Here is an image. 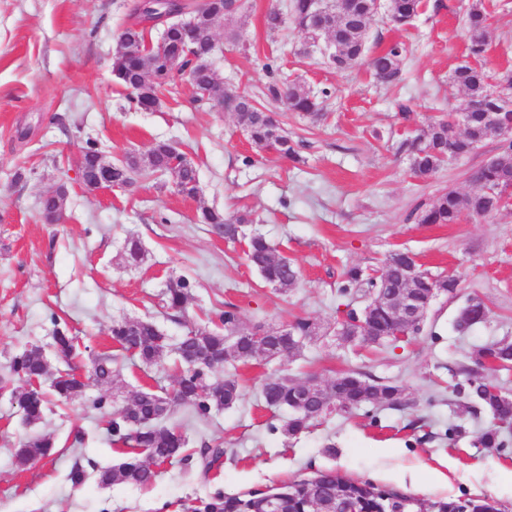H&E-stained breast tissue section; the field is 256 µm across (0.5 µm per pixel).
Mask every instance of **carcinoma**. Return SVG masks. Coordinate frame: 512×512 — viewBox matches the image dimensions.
I'll return each mask as SVG.
<instances>
[{"mask_svg":"<svg viewBox=\"0 0 512 512\" xmlns=\"http://www.w3.org/2000/svg\"><path fill=\"white\" fill-rule=\"evenodd\" d=\"M313 2L289 0L286 5L296 27L304 32L309 42L314 40L311 30L307 29V18L313 10ZM172 7L183 17H194L191 39L183 37L179 21L175 20L163 48L153 47L144 55H128L123 50V44L147 43L143 24L149 17L139 4L135 8L138 22L125 28L120 35L119 46L112 56V75L130 91L131 102L141 110L153 106L159 101L160 92L176 93L177 81L186 77L199 90L215 93L223 99L224 107L234 112L237 124L257 148L299 160L292 139L276 112L256 100L224 94L214 84L212 71L194 62L198 57L207 58L213 53L215 21L233 18V14L227 11L226 0H203L200 4L182 5L174 2ZM421 9L422 0H388L386 19L393 27H402L416 18ZM371 21L372 18L352 4L337 15L336 24L346 58L344 68L365 65L377 82L394 85L401 80L405 48L400 43H394L376 54L367 55L366 31ZM466 27L470 53L479 57L488 45L487 17L480 5H475L468 14ZM452 80L465 94L467 103L482 105L483 112H499L495 92L490 89L481 68L459 66L454 70ZM264 95L277 103L283 112L302 113L318 119L323 116V104L329 92L324 91L316 98L298 83L288 84L275 79L265 86ZM452 118L453 115L449 114L427 124L406 143L410 169L416 178H432L445 163L470 155L491 136L501 138L499 156L503 163L496 168L481 166L474 170L470 179L477 185V190L472 193L461 194L453 189L442 192L429 207L417 213L416 220L420 224H456L464 214L486 217L485 189L512 177V137H504V131L512 129V110L500 112L501 124L497 129L484 125L482 112L471 113L470 130L464 135L455 134ZM166 174L182 187V196L194 199L199 195L201 187L196 167L185 158V154L174 153L169 143H156L144 160L130 154L123 161H115L112 166V181L128 186L138 178ZM198 221L207 225L210 232L218 237L237 242L242 236V225L248 223L249 219L245 215L226 217L216 209L203 208ZM246 245L244 254L247 262L266 284L282 291L296 284V267L265 237L251 236ZM404 264L405 259L392 255L385 261L383 273L378 276H369L359 267L346 272L347 282L358 287L368 298L366 307L369 312L362 317L366 332L363 342L367 345L396 341L395 332L399 324L395 322L393 313L377 303V299L380 293L403 285ZM457 286L458 280L454 277L431 278L426 275L419 276L409 284L411 291L423 300L434 289L453 294ZM192 288L193 284L186 278L169 282L165 291L167 308L182 311L192 295ZM485 316V306L472 300L459 311L456 329L466 332L481 323ZM111 333L117 354L104 352L97 355L92 360L88 375L83 378L74 373L75 362L80 357L77 338L65 328L54 330V356L59 364L55 370L45 367L39 350L33 346L12 358L11 371L27 383L26 388L12 391V398L29 422H40L48 405L54 401L67 404L77 393L83 395L91 387L115 381L120 376L119 371L114 369L119 355L128 354L145 364H153L160 361L170 348L168 336L150 320L117 322L112 325ZM280 344L278 337L257 341L246 335L234 337L230 344L228 336L218 329L207 326L192 328L176 346L179 359L176 402L169 404L162 389L141 390L132 395L127 408L112 412V418L106 422V430L112 444L118 447L120 458L117 463L96 470L98 484L110 486L121 483L147 487L155 481L156 466L176 458L190 463L192 454L186 450L187 441L180 426L171 422L174 411L186 406L194 415L206 418L214 410L232 407L240 400L239 382L234 376L218 377L216 369L229 358L242 362L260 358L270 362L280 353ZM472 360L473 366L481 369L487 363L512 365V340L501 339L481 346L472 354ZM473 366L461 367L459 374L465 377V383L455 386L456 392L465 394L468 399L466 408L475 412L483 410L494 420H512V401L500 396L498 385L477 378ZM300 384L299 380L283 376L267 378L261 386V396L268 408L289 412L288 419L281 427L282 434L288 438L297 437L313 421L330 412L317 400L306 405L299 404ZM326 388L327 393L334 396L337 412L350 413L363 405L382 409H396L402 405V390L398 385L360 370L341 373L326 383ZM499 435L500 428L493 423L478 434L477 440L487 448H494L499 445ZM54 445V438L49 434L33 437L16 450V461L26 465L37 458L46 457ZM224 454L221 443L202 440L198 455L203 472L207 474L218 466ZM313 477L319 479L325 491L340 490L356 512H384V496L404 497L401 491L384 487L379 495L367 498L361 485L330 469L317 470ZM261 496L263 493L259 491L231 496L216 492L199 500L194 512H252ZM485 505L486 499L480 497L440 499L432 502L429 509L432 512H483Z\"/></svg>","mask_w":512,"mask_h":512,"instance_id":"1","label":"carcinoma"}]
</instances>
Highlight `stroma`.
<instances>
[{
    "instance_id": "stroma-1",
    "label": "stroma",
    "mask_w": 512,
    "mask_h": 512,
    "mask_svg": "<svg viewBox=\"0 0 512 512\" xmlns=\"http://www.w3.org/2000/svg\"><path fill=\"white\" fill-rule=\"evenodd\" d=\"M134 0H0V512H190L215 492L277 486L318 469L393 486L430 502L486 496L512 512V428L498 448L476 436L488 413H469L453 389L458 368L486 343L512 339V209L456 224H420L414 208L441 192L472 191L471 169L499 152L487 139L473 155L445 165L431 180L415 179L405 142L423 125L465 104L452 83L470 59L465 19L473 4L487 14L489 44L480 63L491 87L512 69V0H423L420 15L393 28L383 17L369 25L368 46L402 43L400 83L378 84L365 67L337 70L320 54H303V34L291 21L275 32L265 19L286 0H243L239 14L216 30L213 58L222 87L260 97L270 77L329 91L319 121L287 112L281 120L299 141L300 161L258 150L231 111L194 104L189 85L163 95L154 111L130 108L111 59L129 23ZM412 115L402 118L400 105ZM112 158L145 155L155 142L174 144L195 164L201 193L188 199L157 179L118 189L86 190L77 167L86 141ZM68 190L63 223L47 224L40 201L57 185ZM249 214L245 234L265 236L298 270L294 288L266 285L241 243L212 235L197 223L201 208ZM143 248L139 263L125 255L128 237ZM399 250L415 254L422 269L456 277L455 295H442L422 331L400 342L345 343L329 328L346 307L364 299L341 295L348 268L381 272ZM194 284L184 312L167 309L169 280ZM473 298L488 308L468 333L455 328ZM234 304L242 326L278 329L294 318L323 332L299 352L272 363L227 360L240 401L204 420L178 408L189 449L200 439L227 450L217 474L202 477L175 461L160 469L150 489L75 487L67 475L77 464L105 467L118 454L105 429L112 412L140 388L173 390L171 356L146 365L120 360L119 382L98 386L65 407H52L26 426L10 393L20 379L13 356L50 343L55 327L77 337L81 362L112 350V325L149 319L178 342ZM358 369L401 386L404 409L366 406L355 415L330 414L295 438L281 434L284 410L267 409L266 377L333 379ZM104 397L95 408L96 397ZM460 427L449 435L450 426ZM85 441L77 443L74 431ZM55 439L52 456L18 466L15 451L34 434Z\"/></svg>"
}]
</instances>
